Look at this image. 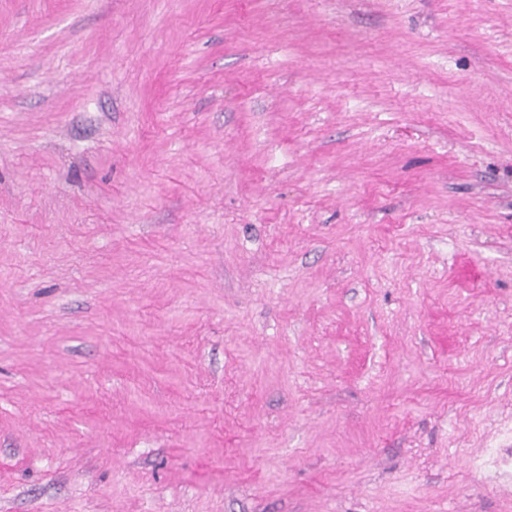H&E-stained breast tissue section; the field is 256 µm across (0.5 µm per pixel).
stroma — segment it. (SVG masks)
Instances as JSON below:
<instances>
[{
	"instance_id": "35a3bbf8",
	"label": "stroma",
	"mask_w": 512,
	"mask_h": 512,
	"mask_svg": "<svg viewBox=\"0 0 512 512\" xmlns=\"http://www.w3.org/2000/svg\"><path fill=\"white\" fill-rule=\"evenodd\" d=\"M0 512H512V0H0Z\"/></svg>"
}]
</instances>
